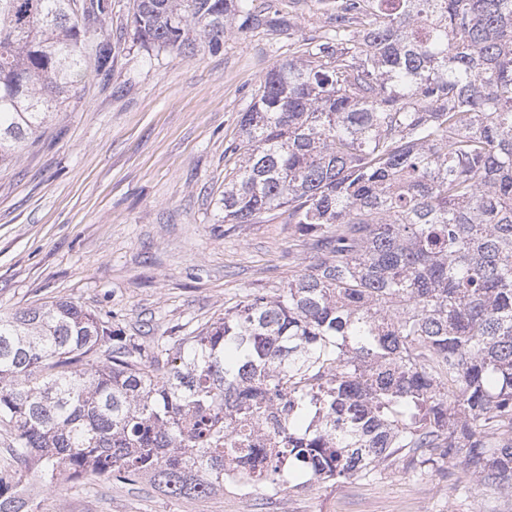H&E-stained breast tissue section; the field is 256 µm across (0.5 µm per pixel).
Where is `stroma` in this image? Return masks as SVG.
Listing matches in <instances>:
<instances>
[{
  "label": "stroma",
  "mask_w": 512,
  "mask_h": 512,
  "mask_svg": "<svg viewBox=\"0 0 512 512\" xmlns=\"http://www.w3.org/2000/svg\"><path fill=\"white\" fill-rule=\"evenodd\" d=\"M290 26L232 32L222 48L147 50L112 0L109 74L87 66L76 99L0 166V309L70 300L122 335L177 345L251 289L285 287L313 251L286 212L223 223L241 112L292 44L330 27L316 0H254ZM447 475L393 470L288 494L228 486L204 501L148 482L85 480L45 493V512H512V497L461 493Z\"/></svg>",
  "instance_id": "stroma-1"
}]
</instances>
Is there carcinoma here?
Segmentation results:
<instances>
[{
  "mask_svg": "<svg viewBox=\"0 0 512 512\" xmlns=\"http://www.w3.org/2000/svg\"><path fill=\"white\" fill-rule=\"evenodd\" d=\"M109 0H0V163L77 95ZM272 24L253 0H134L136 42L191 54ZM224 223L288 212L287 286L149 353L68 300L0 311V427L29 489L147 480L205 499L459 459L512 496V0H340L239 120Z\"/></svg>",
  "mask_w": 512,
  "mask_h": 512,
  "instance_id": "carcinoma-1",
  "label": "carcinoma"
}]
</instances>
